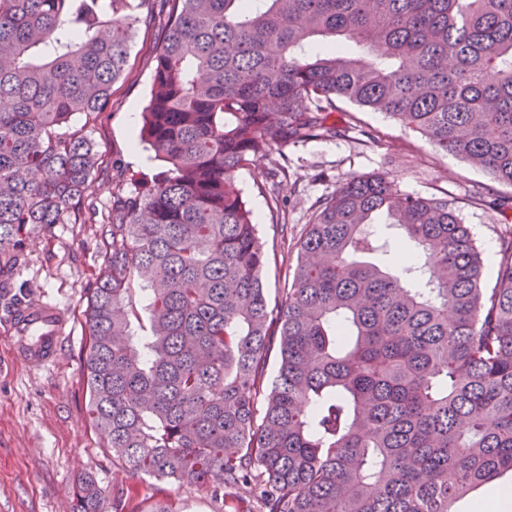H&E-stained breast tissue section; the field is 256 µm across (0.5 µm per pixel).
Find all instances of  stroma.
Wrapping results in <instances>:
<instances>
[{
	"label": "stroma",
	"instance_id": "obj_1",
	"mask_svg": "<svg viewBox=\"0 0 512 512\" xmlns=\"http://www.w3.org/2000/svg\"><path fill=\"white\" fill-rule=\"evenodd\" d=\"M165 12H154L136 26L127 74L112 88L107 110L73 116L72 128L94 143L99 166L80 210L64 221L31 234L15 266L0 271V512H71L77 484L91 474L102 490V512H112V488L133 483V476L113 464L106 441L88 423L81 347L84 310L102 262L103 218L116 183L152 178L163 171L147 144L137 139L152 83V49L158 46ZM358 122L333 142H311L288 149L287 176L271 179L268 162L240 170L237 182L252 209L258 236L270 262L263 272L270 303H277L297 260L296 242L311 208L352 175L389 173L397 191L448 199L459 210L484 251V276L494 284L499 248L512 234V210L500 211L497 199L512 188L453 156L438 152L420 135L401 129L380 112L355 109ZM381 141L362 145L363 133ZM483 204H471L476 190ZM286 204L287 223L273 217L272 195ZM19 299L57 306L66 322L55 364L32 368L16 361L11 304ZM156 498L171 501L176 512H215L206 491L190 482H159Z\"/></svg>",
	"mask_w": 512,
	"mask_h": 512
}]
</instances>
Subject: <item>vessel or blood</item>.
<instances>
[{
  "instance_id": "1",
  "label": "vessel or blood",
  "mask_w": 512,
  "mask_h": 512,
  "mask_svg": "<svg viewBox=\"0 0 512 512\" xmlns=\"http://www.w3.org/2000/svg\"><path fill=\"white\" fill-rule=\"evenodd\" d=\"M11 328L23 340L15 353L26 365L41 367L57 357L58 342L65 323L59 310L50 304H22L13 312Z\"/></svg>"
}]
</instances>
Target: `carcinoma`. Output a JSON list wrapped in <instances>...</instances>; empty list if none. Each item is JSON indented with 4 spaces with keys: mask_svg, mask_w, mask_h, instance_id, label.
I'll list each match as a JSON object with an SVG mask.
<instances>
[{
    "mask_svg": "<svg viewBox=\"0 0 512 512\" xmlns=\"http://www.w3.org/2000/svg\"><path fill=\"white\" fill-rule=\"evenodd\" d=\"M139 1L107 19L98 0H0V270L81 206L97 157L70 122L110 103ZM160 2L141 138L165 170L112 191L85 311L92 428L140 480L188 478L216 512H454L512 473V236L488 288L448 199L352 177L317 202L272 306L236 174L285 176L288 147L344 136V99L512 187V0ZM382 214L414 246L393 269L369 261ZM138 497L121 487L112 509L176 512ZM101 500L87 476L72 512Z\"/></svg>",
    "mask_w": 512,
    "mask_h": 512,
    "instance_id": "obj_1",
    "label": "carcinoma"
}]
</instances>
